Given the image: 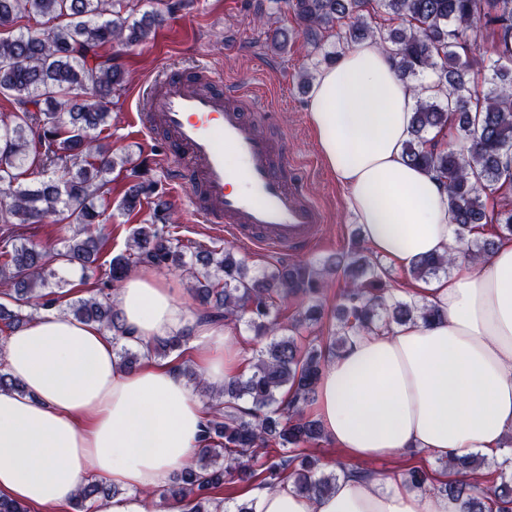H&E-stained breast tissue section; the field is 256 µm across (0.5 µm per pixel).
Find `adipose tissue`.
Instances as JSON below:
<instances>
[{
  "label": "adipose tissue",
  "instance_id": "obj_1",
  "mask_svg": "<svg viewBox=\"0 0 512 512\" xmlns=\"http://www.w3.org/2000/svg\"><path fill=\"white\" fill-rule=\"evenodd\" d=\"M416 99L373 39L321 69L314 86L318 148L373 253L401 269L428 254L455 257L451 273L424 290L441 319L355 337L326 364L316 415L353 460L410 450L500 458L512 433V239L485 259L463 253L445 185L403 152ZM113 301L130 342L142 348L188 329L204 379L232 376L238 337L190 315L154 271L129 276ZM0 367L24 387L0 390V495L35 512L65 507L91 479L127 489L108 512H146L140 492L167 485L199 450L206 408L176 367L147 357L126 371L95 325L44 311L8 336ZM247 497L254 512H460L372 471L340 476L317 500L289 484Z\"/></svg>",
  "mask_w": 512,
  "mask_h": 512
}]
</instances>
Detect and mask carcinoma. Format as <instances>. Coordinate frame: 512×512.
Listing matches in <instances>:
<instances>
[{
  "label": "carcinoma",
  "mask_w": 512,
  "mask_h": 512,
  "mask_svg": "<svg viewBox=\"0 0 512 512\" xmlns=\"http://www.w3.org/2000/svg\"><path fill=\"white\" fill-rule=\"evenodd\" d=\"M126 0H0V96L13 105L0 117V283L12 291L17 309L0 303V333L12 331L40 310L56 307L57 290L67 284L64 270L83 271L97 260L106 242L101 212L93 199L107 190L108 175L120 163L99 135L109 118L106 104L120 93L127 71L107 45L147 40L162 21L144 15L133 22L120 16ZM305 32L349 22L348 35L336 48L314 57L312 70L337 61L354 42L377 40L393 57L398 75L422 90L416 102L407 161L436 173L448 189V205L465 253L488 257L496 240L472 236L483 224H496L512 235V206L488 210L485 199L512 188V0H284ZM50 24L39 35L29 31L31 18ZM492 30L488 57L468 54L470 32ZM455 127L460 151L428 147V135ZM37 173L38 180L26 181ZM155 194V184L135 171L134 184L121 206L131 211L143 201L154 204L150 222L134 228L124 252L112 257L105 287L69 302L63 312L112 333L120 365L131 370L145 355L176 350L188 339L177 333L147 346L128 343L112 302V291L140 265L181 269L195 279L194 292L203 319L212 323L248 316V329L271 336L250 365L216 390L186 368L196 389L211 399L194 463L160 490L142 492L157 508L183 512H221L218 494L237 478L270 490L291 482L312 498L334 489L339 475L325 472L307 445L324 436L320 423L305 414L312 404L320 372L356 336L419 320L426 324L439 310L423 301L399 300L385 288L383 271L361 245L355 231L350 250L330 257L327 266L251 268L234 252L220 247L194 251L171 235V205ZM63 223L72 235L59 249L34 244L28 226L46 220ZM202 272H196V265ZM452 259L425 256L410 274L429 280L448 273ZM343 282L336 306L337 323L325 336L299 340L277 337L280 331L317 322L316 304L327 286L326 274ZM311 305L286 327L275 311L288 299ZM485 457L450 455L446 480L432 484L431 474L411 468L404 484L430 487L460 503L461 512H512V473L496 464L498 477L485 479ZM113 487L91 480L70 503L73 512L105 508Z\"/></svg>",
  "instance_id": "1"
}]
</instances>
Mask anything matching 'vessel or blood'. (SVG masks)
Returning <instances> with one entry per match:
<instances>
[{
  "label": "vessel or blood",
  "instance_id": "vessel-or-blood-1",
  "mask_svg": "<svg viewBox=\"0 0 512 512\" xmlns=\"http://www.w3.org/2000/svg\"><path fill=\"white\" fill-rule=\"evenodd\" d=\"M264 109L251 89L182 72L161 74L139 104L143 129L165 133L166 167L197 217L220 225L229 243L282 255L309 248L323 214L300 187L287 141L255 124Z\"/></svg>",
  "mask_w": 512,
  "mask_h": 512
}]
</instances>
